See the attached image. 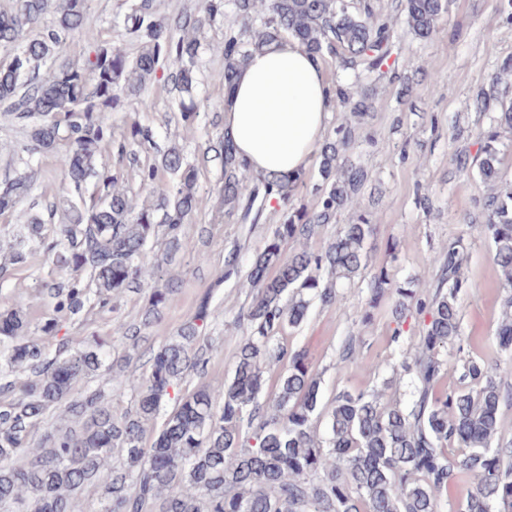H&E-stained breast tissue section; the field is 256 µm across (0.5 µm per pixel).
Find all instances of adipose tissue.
I'll return each mask as SVG.
<instances>
[{
  "instance_id": "ef3b65f1",
  "label": "adipose tissue",
  "mask_w": 512,
  "mask_h": 512,
  "mask_svg": "<svg viewBox=\"0 0 512 512\" xmlns=\"http://www.w3.org/2000/svg\"><path fill=\"white\" fill-rule=\"evenodd\" d=\"M332 111L319 58L282 37L255 52L224 95V136L252 174L305 172Z\"/></svg>"
}]
</instances>
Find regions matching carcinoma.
I'll return each mask as SVG.
<instances>
[{
	"mask_svg": "<svg viewBox=\"0 0 512 512\" xmlns=\"http://www.w3.org/2000/svg\"><path fill=\"white\" fill-rule=\"evenodd\" d=\"M251 19L241 34L224 39V88L235 72L273 40L299 39L315 56L336 60L348 84L335 88V107L360 115L370 111V85L392 71L394 29L391 18L373 20L370 3L350 0H207L205 15L182 12L167 17L155 0H125L114 20L135 46L129 54L100 43L78 61L64 60L49 76L42 67L55 59L67 39L97 25L88 0H5L0 3V112L28 129L33 151L56 154L72 197L56 205L61 223L48 241L37 214L16 225L11 261L24 264L38 249L64 276L46 285L56 318L41 331L56 335L59 319H72L96 304L141 288L147 242L158 235L177 251L179 234L198 205L194 168L181 150L169 147L159 165L140 170V183L155 202L136 208L127 194L110 191L90 206L79 201L87 182L109 187L116 177L102 166V149L112 144V112L123 107L122 94L137 95L164 69L180 98L184 118L196 113L192 91L205 25L224 16L226 2ZM408 27L423 41L438 30L447 0H399ZM50 24L41 26L46 15ZM512 56L491 77L488 99L512 91ZM349 122L336 127L319 154L320 179L312 185V206H289L264 247L253 255L248 281L252 299L239 319L246 324L231 380L218 390L200 386L171 395L179 382L205 363L196 345L215 319L208 298L181 328L179 336L151 350L135 410L112 413L111 396L88 385L78 399L73 390L100 374L119 379L112 340L95 338L88 346L63 336L55 353L29 341L23 309L0 308V512H73L74 495L103 487L100 512H440L453 478L474 476L475 488L458 512H512V439L499 433L503 393L498 363L470 358L463 364L462 386L439 393L441 354L461 344L459 294L476 285L461 277L464 243H448L435 259L432 291L417 295L416 279L393 273L396 248L370 274L369 298L361 316L368 324L384 296L393 300L398 341L406 319L423 317L418 351L401 361L417 380L411 405H384L375 393L342 390L327 410L320 408V378L303 351L275 343L278 334L304 320L311 302L333 304L337 288L368 268V241L375 225L361 202L366 170L345 157L354 139ZM512 135V101L490 117L479 133L477 159L457 158L456 170L475 174L491 193L482 202L484 221L472 225L492 246V260L504 292L495 335L512 353V187L501 188L502 140ZM149 139L140 123L128 125L116 146L127 157L126 142ZM207 153L224 164L225 213L241 222L257 220L265 203L283 202L307 185L306 173L251 176L228 140L209 142ZM163 171L171 176L159 178ZM32 175L25 172L0 183V211L27 198ZM342 211L356 215L320 251L285 248L303 242L316 227ZM174 288L152 290L144 319L125 339L137 346L142 328L157 317ZM285 363L276 399H262L263 365ZM27 373L20 390L13 376ZM161 430L151 446L144 424L170 400ZM327 420L320 437L312 421ZM40 423L47 430L32 442Z\"/></svg>",
	"mask_w": 512,
	"mask_h": 512,
	"instance_id": "cac0c4a2",
	"label": "carcinoma"
}]
</instances>
